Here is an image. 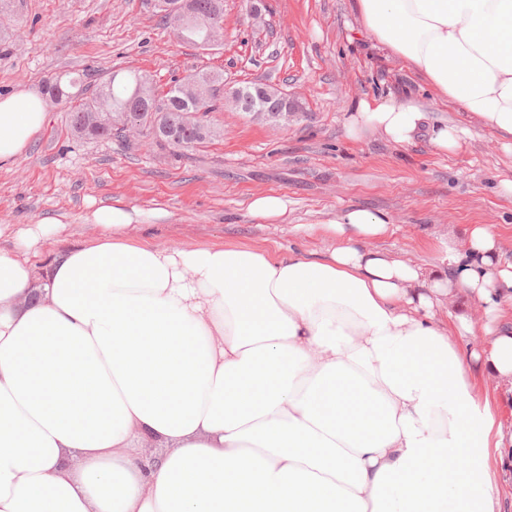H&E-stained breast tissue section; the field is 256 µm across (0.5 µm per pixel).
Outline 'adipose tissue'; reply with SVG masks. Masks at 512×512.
Masks as SVG:
<instances>
[{
	"instance_id": "adipose-tissue-1",
	"label": "adipose tissue",
	"mask_w": 512,
	"mask_h": 512,
	"mask_svg": "<svg viewBox=\"0 0 512 512\" xmlns=\"http://www.w3.org/2000/svg\"><path fill=\"white\" fill-rule=\"evenodd\" d=\"M357 6L380 47L512 137V0ZM425 119L364 100L346 131L404 145ZM46 122L39 93L1 97L0 163ZM165 216L98 207V237L45 265L65 224H0V512H499L484 461L503 424L465 364L512 384V261L491 225L429 269L365 248L390 224L365 208L311 256L126 234ZM456 291L483 307L481 350L459 347L468 317H437Z\"/></svg>"
}]
</instances>
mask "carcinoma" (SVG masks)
Returning <instances> with one entry per match:
<instances>
[{"label":"carcinoma","mask_w":512,"mask_h":512,"mask_svg":"<svg viewBox=\"0 0 512 512\" xmlns=\"http://www.w3.org/2000/svg\"><path fill=\"white\" fill-rule=\"evenodd\" d=\"M215 0H190V16L186 20L183 41L199 48H206L205 27L201 22H224V14L213 15ZM148 76L130 71L115 70L103 83L95 86L91 95L79 97L65 92L61 81L56 79L45 84V90L70 100L69 124L71 132L87 140H110L120 136L117 126L107 123L96 129L86 126L87 114L97 111L95 103L101 95L112 101V113H131L139 119L144 128V136L149 140L172 145L170 136L163 129L176 134L180 139V149L194 147L215 136V130L207 124L187 126L183 113L187 111L214 112L220 107V99L207 92L209 85L224 83V74L213 71H200L182 81L171 82L165 91L159 90L152 82H146ZM239 96L247 102L246 112L271 117V113L283 109L286 95L263 83H251L236 88Z\"/></svg>","instance_id":"carcinoma-1"}]
</instances>
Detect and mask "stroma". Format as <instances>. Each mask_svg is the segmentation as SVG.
I'll return each mask as SVG.
<instances>
[{
    "label": "stroma",
    "instance_id": "1",
    "mask_svg": "<svg viewBox=\"0 0 512 512\" xmlns=\"http://www.w3.org/2000/svg\"><path fill=\"white\" fill-rule=\"evenodd\" d=\"M150 75L159 89L199 71L224 75L226 89L261 82L304 113L286 124L232 104L210 113L218 134L189 149L144 139L86 142L68 128L65 104L14 160L0 164V224L55 216L64 246L98 235L89 218L123 200L166 218L129 234L154 247L247 245L272 253L323 252L337 212L360 206L386 214L388 232L368 248L432 267L445 247L464 249L475 224H491L512 259V148L458 104L439 99L422 75L374 47L356 0H224V41L201 50L178 41L150 0H0V96L41 89L62 77L99 82L117 69ZM410 98L428 127L469 128L461 147L435 150L427 131L401 146L378 132L347 137L360 101ZM288 203L283 220L251 214L259 195ZM476 396L512 426V387L472 368Z\"/></svg>",
    "mask_w": 512,
    "mask_h": 512
}]
</instances>
